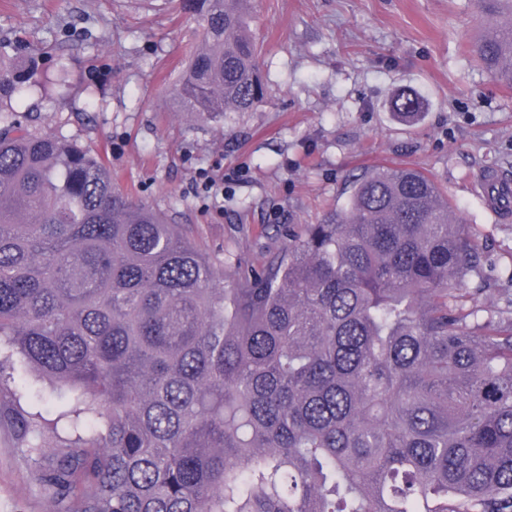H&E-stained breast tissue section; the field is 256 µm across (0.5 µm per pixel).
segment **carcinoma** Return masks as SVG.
Returning a JSON list of instances; mask_svg holds the SVG:
<instances>
[{
	"instance_id": "cac0c4a2",
	"label": "carcinoma",
	"mask_w": 512,
	"mask_h": 512,
	"mask_svg": "<svg viewBox=\"0 0 512 512\" xmlns=\"http://www.w3.org/2000/svg\"><path fill=\"white\" fill-rule=\"evenodd\" d=\"M192 3L175 99L221 127L267 95L250 0ZM477 7L508 15L472 52L512 86V0ZM51 84L0 51V419L55 512H512V317L459 305L483 247L431 177L375 168L245 268L14 119Z\"/></svg>"
}]
</instances>
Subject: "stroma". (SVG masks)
Segmentation results:
<instances>
[{"mask_svg": "<svg viewBox=\"0 0 512 512\" xmlns=\"http://www.w3.org/2000/svg\"><path fill=\"white\" fill-rule=\"evenodd\" d=\"M267 98L218 127L173 96L198 44L189 0H0V43L20 60L64 59L70 85L30 91L18 118L100 153L114 185L181 225L203 253L257 266L287 226L321 223L377 166L429 175L484 249L474 304L512 315V217L475 184L512 179V87L469 52L475 0H257ZM414 90L426 109L399 122ZM224 182L213 198L204 176ZM0 512H52L23 449L0 424ZM423 108L419 96L411 91L403 90L397 93L391 102V110L399 119L405 122L414 120Z\"/></svg>", "mask_w": 512, "mask_h": 512, "instance_id": "obj_1", "label": "stroma"}]
</instances>
